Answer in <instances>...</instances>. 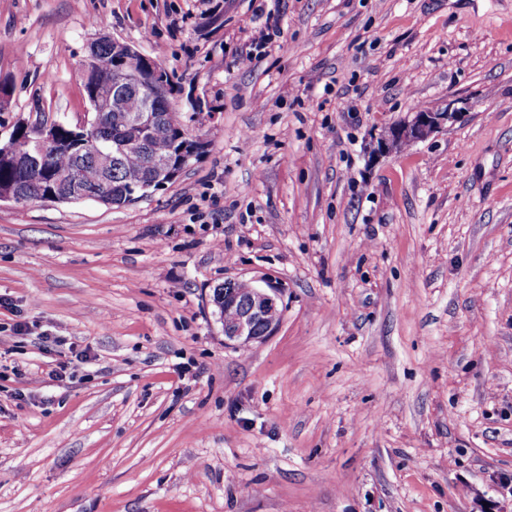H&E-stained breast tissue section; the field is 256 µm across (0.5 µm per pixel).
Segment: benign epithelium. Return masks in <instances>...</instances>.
Segmentation results:
<instances>
[{"label": "benign epithelium", "mask_w": 512, "mask_h": 512, "mask_svg": "<svg viewBox=\"0 0 512 512\" xmlns=\"http://www.w3.org/2000/svg\"><path fill=\"white\" fill-rule=\"evenodd\" d=\"M115 46V56L112 61L100 57L96 44L87 46L83 67H94L102 71L112 70L122 77V83L137 90L146 101L154 99L159 88L156 78L161 72V67L150 57L142 54L132 45L112 40ZM463 115L461 109L448 103L443 111L422 110L413 113V117L394 126L391 138L381 137L376 141L373 154L380 156L394 149L393 141H417L424 140L437 132L443 125L450 121H456ZM123 122L135 128L146 130L152 135L162 133L163 127L157 113L145 109L141 112H132L123 116ZM60 121L43 113L37 114L34 121L25 123L31 129L32 146L28 154L15 164L25 171H39L43 168L44 158L48 151L57 145V128ZM92 153L104 170H109L112 163V151L102 142L93 144ZM149 175L142 187L145 193L158 190L166 184L173 182L183 171V159L174 155L152 156L148 162ZM60 182L65 190L57 193L35 194L36 199L46 195L55 202L85 200L89 192L73 176L63 175ZM253 293L249 304L242 306L238 303L232 289L224 290V307L219 309V321L224 332V342L241 346L253 342L262 341L272 335L278 327L283 307L279 288L269 283L264 287L251 285Z\"/></svg>", "instance_id": "7a95c632"}]
</instances>
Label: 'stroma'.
I'll return each instance as SVG.
<instances>
[{"label":"stroma","instance_id":"stroma-1","mask_svg":"<svg viewBox=\"0 0 512 512\" xmlns=\"http://www.w3.org/2000/svg\"><path fill=\"white\" fill-rule=\"evenodd\" d=\"M103 35L207 147L0 203V512H512V0H0V141L90 113ZM229 278L280 288L266 340L225 344ZM454 105L455 103L449 102L444 111L422 110L414 112L410 120L394 126L391 139L380 137L376 141L372 155L380 156L390 152L394 149V140L410 142L424 140L437 132L448 121H457L465 112H461L462 108H456Z\"/></svg>","mask_w":512,"mask_h":512}]
</instances>
